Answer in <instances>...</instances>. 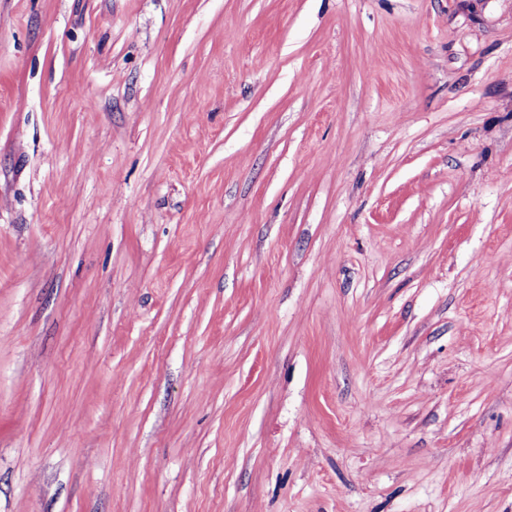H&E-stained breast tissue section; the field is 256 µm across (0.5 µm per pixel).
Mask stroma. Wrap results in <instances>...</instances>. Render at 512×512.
<instances>
[{"mask_svg": "<svg viewBox=\"0 0 512 512\" xmlns=\"http://www.w3.org/2000/svg\"><path fill=\"white\" fill-rule=\"evenodd\" d=\"M0 512H512V0H0Z\"/></svg>", "mask_w": 512, "mask_h": 512, "instance_id": "1", "label": "stroma"}]
</instances>
